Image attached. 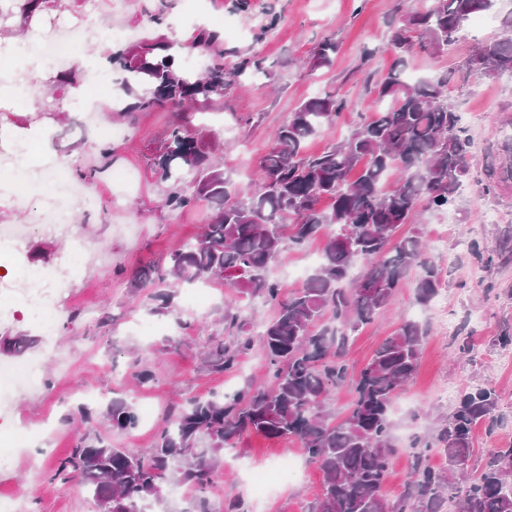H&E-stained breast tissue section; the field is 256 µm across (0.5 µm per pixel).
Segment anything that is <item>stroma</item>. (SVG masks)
<instances>
[{
  "mask_svg": "<svg viewBox=\"0 0 512 512\" xmlns=\"http://www.w3.org/2000/svg\"><path fill=\"white\" fill-rule=\"evenodd\" d=\"M418 5L419 0H171L170 36L185 41L200 26L221 31L225 49L258 55L271 71L265 82L233 88L223 103L201 108L191 118L193 125L209 130L221 166L232 171L243 191L256 188L260 160L279 125L302 100L335 91L351 102L350 110L309 142V152H321L347 137L358 116L373 104L368 76L387 73L394 62L387 47L392 21L399 10ZM271 12L281 21L273 32L262 33L260 26ZM511 12L512 0H499L486 17H471L453 50L414 54L408 75L456 69L475 45L498 36L501 17ZM49 30L46 24L32 25L7 35L14 52L0 57V72L55 75L54 63L31 48ZM325 34L335 36L339 51L331 66L312 67L313 47ZM449 89L473 140L472 176L464 181L455 207L423 210L419 223L398 230L402 237L420 235L442 265L448 317H436L432 309L417 305L410 291H401L387 314L354 336L347 360L351 373H358L403 322L427 325L418 372L396 401L397 434L433 428L453 411L462 389L490 385L500 396V418L494 426L474 429L475 457L468 464L473 470L488 448L512 445V365L501 364L506 350L498 342L499 336H512V184L494 196L483 195L480 185L487 170L512 153V77L491 76L475 86L457 79ZM93 101L103 121L128 129V136L112 145V166L134 167L137 178L112 187L107 177H100L92 188L95 203L69 212L83 248H73L68 237L44 227L28 239L23 256L27 264L64 255L76 277L73 302L59 306L53 342L40 339L38 327L23 315L0 325L1 362L10 359L6 342L18 336L37 337L31 354L43 361L41 390L18 397L9 422L0 425V445L16 449L0 458V493L23 495L26 512H96L80 478L64 482L49 473L81 433V410L92 411L88 427L113 444L145 449L169 413L186 399L230 393L244 383L265 380L257 349L233 374L201 366L207 335L221 333L224 310L239 298L238 289L180 288L173 310L155 313L150 289L131 283L139 268L165 263L208 221L203 204L182 213L163 207L167 185L148 162L176 110L120 113L106 80L85 70L78 89H65L55 119L38 117L34 103L18 97L12 109L0 112V121L26 129L28 169L39 170L57 158L73 168L86 167L96 163L101 144L96 129L81 122ZM472 241L487 249L490 262L473 257L468 247ZM320 252L316 239L304 250H286L276 258L272 274L284 292L303 286ZM143 365L155 372L154 381L145 385L134 377ZM116 395L135 403L141 417L136 429L117 432L105 422L103 411ZM286 460L296 463V474L275 480L265 499H252V473L273 470ZM322 483V471L307 463L298 443L251 434L227 450L223 468L208 486V498L214 512H221L230 496L245 500L248 512H304Z\"/></svg>",
  "mask_w": 512,
  "mask_h": 512,
  "instance_id": "1",
  "label": "stroma"
}]
</instances>
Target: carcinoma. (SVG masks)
Segmentation results:
<instances>
[{
    "mask_svg": "<svg viewBox=\"0 0 512 512\" xmlns=\"http://www.w3.org/2000/svg\"><path fill=\"white\" fill-rule=\"evenodd\" d=\"M494 2L426 0L422 9L402 15L389 43L396 62L375 84L378 108L360 115L343 141L309 154L308 141L334 124L349 103L337 92L300 102L278 127L251 193H241L212 160L209 143L189 118L168 127L151 158V167L169 183L164 205L181 212L204 202L210 217L166 265L143 269L136 279L154 289L158 310L172 308L175 288L222 282L274 306L275 317L254 336L241 311L226 309L225 338L209 339L205 360L213 372L233 373L258 344L269 381L187 400L146 451L84 433L53 477L80 476L98 512H158L170 481L195 490L187 512H209L205 490L224 463V450L256 433L297 440L306 461L323 472L322 491L305 512H445L452 499L460 512H512V447L487 450L477 474L465 471L473 456V427L499 408L497 391L483 384L469 387L436 431L414 436L408 484L394 498L384 494L390 460L400 448L393 406L418 368L428 334L422 323L404 322L379 346L355 380L354 400L342 419L331 408L332 392L350 381L345 353L351 337L384 314L396 292L410 288L415 302L427 307L442 288L441 267L421 237L399 239L396 232L415 222L424 200L436 209L453 206L471 169L472 139L451 98L448 74L409 80L407 57L448 49L464 22ZM82 6L83 0H0V35L12 33L18 17L28 22L65 9L79 15ZM500 27L498 38L479 44L464 60L467 77L512 75V13ZM193 48L213 56L200 72L179 65ZM337 51L333 37H322L313 49L314 66L331 65ZM226 54L235 60L224 62ZM110 60L122 73L118 90L129 97L126 114L222 101L228 89L269 76L263 59L224 52V37L205 28L189 43L164 33L144 38ZM78 79L75 67L49 79L38 114L59 111L55 91L78 87ZM99 155L97 164L76 170L79 181L92 183L108 171L111 144H103ZM511 181L509 163L490 172L482 190L494 196ZM326 200L328 207L322 206ZM318 236L325 239L319 265L302 288L284 293L270 275L272 263L285 249H303ZM358 260L370 267L352 282ZM104 417L120 432L140 422L135 404L123 398L112 399ZM434 453L444 460L440 469L429 464Z\"/></svg>",
    "mask_w": 512,
    "mask_h": 512,
    "instance_id": "carcinoma-1",
    "label": "carcinoma"
}]
</instances>
